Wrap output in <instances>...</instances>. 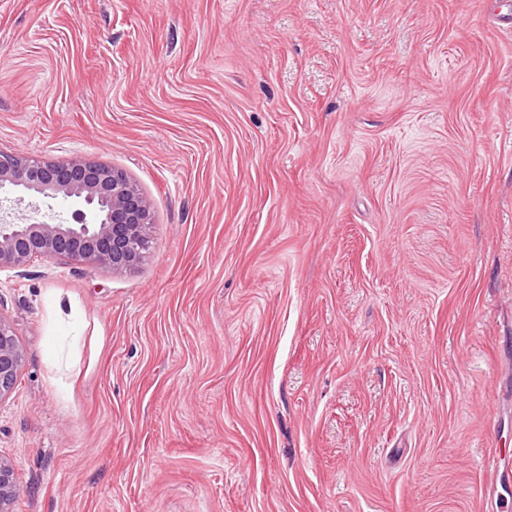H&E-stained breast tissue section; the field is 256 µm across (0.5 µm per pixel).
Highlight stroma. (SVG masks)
I'll use <instances>...</instances> for the list:
<instances>
[{"label":"stroma","mask_w":512,"mask_h":512,"mask_svg":"<svg viewBox=\"0 0 512 512\" xmlns=\"http://www.w3.org/2000/svg\"><path fill=\"white\" fill-rule=\"evenodd\" d=\"M0 151L154 217L132 269L0 272L16 512L512 502L502 0H0ZM12 324L0 315V400L15 387L25 355Z\"/></svg>","instance_id":"stroma-1"}]
</instances>
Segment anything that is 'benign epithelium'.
Wrapping results in <instances>:
<instances>
[{
  "label": "benign epithelium",
  "mask_w": 512,
  "mask_h": 512,
  "mask_svg": "<svg viewBox=\"0 0 512 512\" xmlns=\"http://www.w3.org/2000/svg\"><path fill=\"white\" fill-rule=\"evenodd\" d=\"M81 200L84 209L57 222L35 216L0 219V270L40 258L129 269L142 259L136 242L153 223L146 195L121 170L93 161L50 162L0 152V189ZM25 355L12 324L0 316V399L15 387ZM19 485L12 464L0 458V512H14Z\"/></svg>",
  "instance_id": "obj_1"
}]
</instances>
